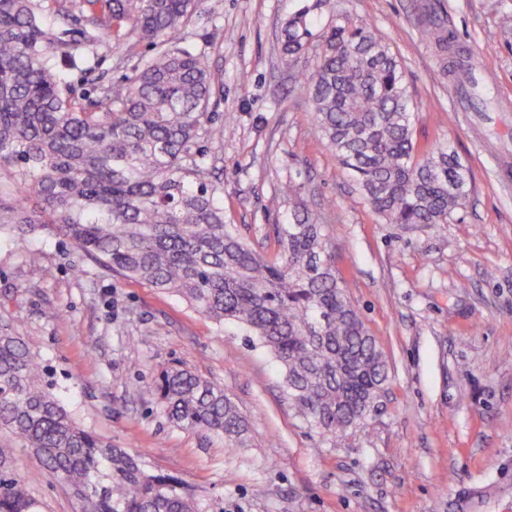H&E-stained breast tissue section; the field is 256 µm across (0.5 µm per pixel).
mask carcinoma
<instances>
[{"label":"carcinoma","instance_id":"carcinoma-1","mask_svg":"<svg viewBox=\"0 0 512 512\" xmlns=\"http://www.w3.org/2000/svg\"><path fill=\"white\" fill-rule=\"evenodd\" d=\"M223 0H0V231L55 225L77 251L126 279L183 297L198 313L255 338L283 373L288 401L310 428L342 439L368 425L389 373L349 301L330 244L293 204L266 256L224 220V183L199 143H224L216 121L223 75L186 44L201 11ZM88 21L91 43L143 41L154 55L133 79L83 103L55 60L79 44L60 24ZM427 30L443 71L464 77L448 38ZM304 13L280 40L288 64L307 51ZM300 88L317 130L389 224H446L466 199L467 171L440 145L414 138L415 103L390 46L361 19L338 20ZM177 427L242 443L248 421L224 389L185 369L155 383ZM33 450L83 512H199L183 484L81 427L43 384L24 339L0 326V431ZM0 512H39L14 449L0 446Z\"/></svg>","mask_w":512,"mask_h":512}]
</instances>
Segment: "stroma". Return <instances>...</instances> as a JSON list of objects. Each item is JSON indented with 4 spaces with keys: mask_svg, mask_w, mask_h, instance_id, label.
I'll return each instance as SVG.
<instances>
[{
    "mask_svg": "<svg viewBox=\"0 0 512 512\" xmlns=\"http://www.w3.org/2000/svg\"><path fill=\"white\" fill-rule=\"evenodd\" d=\"M302 10L317 37L337 17L368 20L399 57L420 107L416 139L444 143L470 173L448 223H385L319 138L298 78L316 58H279L282 27ZM430 13L493 74L491 96L512 98V0H224L189 27L224 75L213 172L225 220L273 252L288 221L275 188L292 179L385 354L380 406L343 440L297 416L271 356L235 326L79 257L51 227L0 235V315L67 409L149 472L180 480L202 512H512V112L457 111L424 28ZM149 54L134 41L90 51L67 80L93 98ZM176 364L223 387L247 418L240 447L169 422L153 381ZM15 457L41 512H82L29 449Z\"/></svg>",
    "mask_w": 512,
    "mask_h": 512,
    "instance_id": "1",
    "label": "stroma"
}]
</instances>
